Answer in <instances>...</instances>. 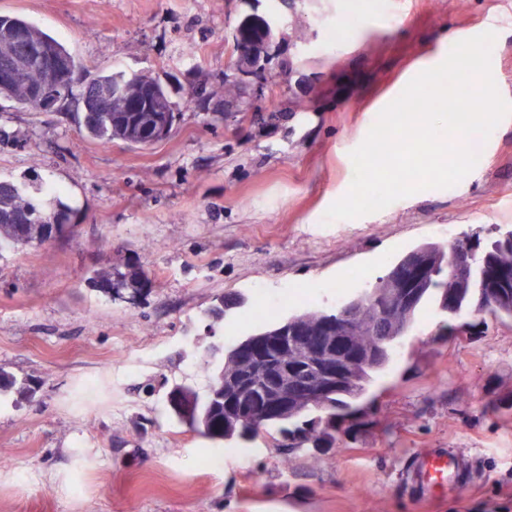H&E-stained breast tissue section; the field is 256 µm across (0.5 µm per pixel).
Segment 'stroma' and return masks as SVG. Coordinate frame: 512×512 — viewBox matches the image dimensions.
Wrapping results in <instances>:
<instances>
[{
    "mask_svg": "<svg viewBox=\"0 0 512 512\" xmlns=\"http://www.w3.org/2000/svg\"><path fill=\"white\" fill-rule=\"evenodd\" d=\"M0 16L89 70L204 91L147 150L83 141L72 111L0 100V179L60 186L78 226L0 258V512H512V324L485 315L440 336L439 313L420 312L372 424L299 452L291 472L268 438L241 457L169 404L176 390L206 395V350L251 331L259 293L332 305L420 242L486 244L512 227V114L457 185L324 220L381 110L460 32L495 33L512 102V0H0ZM262 21L277 80L227 100L236 34ZM108 263L143 269V288L88 287ZM223 297L246 304L213 321ZM438 448L463 458L468 488L411 496V462Z\"/></svg>",
    "mask_w": 512,
    "mask_h": 512,
    "instance_id": "obj_1",
    "label": "stroma"
}]
</instances>
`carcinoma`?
<instances>
[{"instance_id": "carcinoma-1", "label": "carcinoma", "mask_w": 512, "mask_h": 512, "mask_svg": "<svg viewBox=\"0 0 512 512\" xmlns=\"http://www.w3.org/2000/svg\"><path fill=\"white\" fill-rule=\"evenodd\" d=\"M18 29L24 32L25 42L18 44L0 34V67L4 62L12 65L14 75L0 76V99L13 101L29 112L37 111L32 91L43 85L56 87L60 106L86 103L90 111L77 116L78 128L83 140L109 144L123 141L141 149L156 145L147 134V128L162 125L167 118L180 111L167 85H161L147 98L146 86L155 77L141 72L130 82L125 72L116 68L99 70L89 81H77L70 76L76 70L86 69L70 51L37 26L22 17H0V29ZM50 49L69 62L67 73L58 75L44 68L39 56ZM59 190L41 182L30 184L0 180V254L5 250L41 247L65 236L74 238L77 225L71 222L67 208L58 200ZM463 252L470 265V273L464 278L448 270L449 247L436 242H421L398 255L386 273L366 285L363 291L344 299L334 308L316 303H306L288 317L272 321L258 318L249 311L257 324L253 333L233 344L207 350L204 369H212L209 389L202 399L184 392L172 396L171 403L183 401L209 406L200 415L190 414L189 425L203 435L224 440L237 446L253 441L259 436L269 437L285 449L282 464L292 469L294 453L309 446L334 448L345 434L339 422L364 414L373 399L369 395L389 367L404 336L411 332L418 314L434 307L450 318L470 309L478 314L489 315L501 322H512V230L480 246V241L458 240L453 247ZM426 255L430 265L425 283L409 307L390 309L388 287L398 271L409 265L418 255ZM486 272L497 273L504 279L502 290L494 297L479 288L481 276ZM143 272L136 268L121 271L107 264L93 271L89 284L110 294L114 288L137 289L142 285ZM354 313V327L348 336L351 349H375L378 361L358 359L349 364L346 373L336 387L319 393L307 401H301L287 409L267 408L264 418L257 421L261 428L252 430L248 422L226 410L222 379L224 373L240 366L241 350L259 341H267L281 327L297 328L305 336H315L327 329L335 330L336 319L343 311Z\"/></svg>"}]
</instances>
